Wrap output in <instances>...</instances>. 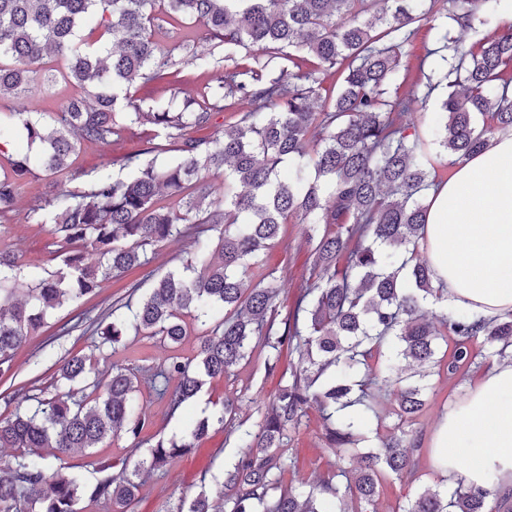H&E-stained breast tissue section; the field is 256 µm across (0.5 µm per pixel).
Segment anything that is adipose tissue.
I'll use <instances>...</instances> for the list:
<instances>
[{
    "label": "adipose tissue",
    "mask_w": 512,
    "mask_h": 512,
    "mask_svg": "<svg viewBox=\"0 0 512 512\" xmlns=\"http://www.w3.org/2000/svg\"><path fill=\"white\" fill-rule=\"evenodd\" d=\"M426 205L421 249L449 304L512 311V134L458 163ZM432 448L442 471L463 462L469 483L494 471L512 487V364L494 366L449 409Z\"/></svg>",
    "instance_id": "1"
}]
</instances>
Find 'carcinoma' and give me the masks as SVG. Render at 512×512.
Listing matches in <instances>:
<instances>
[{"instance_id":"1","label":"carcinoma","mask_w":512,"mask_h":512,"mask_svg":"<svg viewBox=\"0 0 512 512\" xmlns=\"http://www.w3.org/2000/svg\"><path fill=\"white\" fill-rule=\"evenodd\" d=\"M490 0H0V101L20 100L39 84L61 78L81 86L50 122L19 106L20 125L36 156L15 153L0 172V215L9 212L34 169L51 180L52 193L32 208L36 223L53 214L64 242L65 271L26 280L19 256L0 250V372L48 313L96 292L148 262L146 246L218 232V258L197 241L185 272L159 277L130 315L112 309V322L95 330L101 344L129 332L173 345L187 336L183 316L204 326L195 360L172 356L146 371L159 399L175 410L193 398L204 379L228 375L254 351L267 366L284 346L298 354L291 381L268 404L258 432L235 423V398L224 411L191 425L179 440L160 439L131 472L103 476L91 488L80 474L58 468L47 479V457L96 448L125 430L136 438L144 425L135 373L114 366L99 378L92 358L60 357L56 383L67 391L16 408L0 418V448L14 462L0 469V512H84L81 502L104 501L128 512L142 475L162 469L218 423L242 448L224 479V512H376L383 480L420 481L424 449L415 428L434 385L453 379L490 356L512 362V312L481 319L450 307L435 286L428 261L417 255L426 224L424 195L443 182L441 156L456 161L512 132V25L477 45L448 38V28L487 22ZM172 24L204 23L212 49L189 40L164 47L153 30L156 11ZM100 16L112 48L81 38L87 17ZM423 25L437 30V85H445L441 123L429 135L398 94L404 49ZM224 50L227 65L213 75L204 102L145 112L124 91H145L179 78L182 66ZM338 75L336 92L323 100L325 74ZM435 85V86H437ZM435 86L428 85V91ZM250 109L224 132L202 140L187 130L212 123L235 100ZM160 126L176 145L171 163L136 165L135 176L99 170L78 192L64 189L79 173L72 156L81 142L108 143L128 126ZM291 167L284 178L282 164ZM224 169L218 196L202 186V172ZM295 220L309 225L316 280L277 327L280 277L246 286L244 275ZM99 264L86 262V253ZM442 309L439 323L424 308ZM386 357L379 371L370 361ZM176 382L170 387V382ZM94 397L72 398L73 387ZM395 396V422L378 443L360 447L381 421L383 391ZM322 412L336 471L316 483L302 477L282 449L303 425L311 405ZM453 487L423 485L401 512H512V492L491 475L470 486L464 474ZM172 512H213L206 488Z\"/></svg>"}]
</instances>
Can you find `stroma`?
<instances>
[{"label": "stroma", "instance_id": "stroma-1", "mask_svg": "<svg viewBox=\"0 0 512 512\" xmlns=\"http://www.w3.org/2000/svg\"><path fill=\"white\" fill-rule=\"evenodd\" d=\"M435 46V33L429 27L420 28L411 37L404 59L408 75L400 86V94H408L415 86L424 84L423 74L433 66L428 52ZM185 72L189 77L188 83L164 82L156 85L148 95L133 86L129 93L133 97L143 98V107L147 110L173 100H202L204 88L211 77L210 62L186 65ZM165 141L161 129L144 124L132 127L121 138L106 145L81 144L73 157V168L80 171L81 176L67 182L66 187L72 191L82 189L84 173L100 170L103 163L127 156L139 157L143 162L164 164L172 160V153L153 152L149 146ZM48 190L45 177L41 172H34L23 184L13 210L0 217V248L20 255L25 265L24 273L30 281L56 273L61 267L58 254L62 241L52 224H35L30 220L31 208L44 198ZM194 251L193 240L189 237L147 246L148 264L130 270L121 279L103 281L95 296L81 299L49 315L44 326L16 351L10 375L0 378V395L4 392L15 394V404L24 403L29 396H53L55 361L69 353L96 354L98 368L105 375L116 365L138 372L157 366L171 356L193 357L201 325L191 317L186 320L190 334L181 344L172 345L156 337L131 334L123 337L117 347L106 346L99 351L94 348V335L81 334L73 330L72 325L79 317L90 321H111L112 304L123 295L125 286L137 283L142 289H149L165 273L182 270L187 261L193 258ZM271 270L277 271L282 277L280 310L288 312L312 278L311 247L306 240L305 225H285L281 240L265 253L261 267L249 271L248 280L251 284H258L263 273ZM296 364V355L287 352L277 367L271 370L264 363L263 353H254L249 361L241 363L230 375L206 380L197 396L175 412L170 411L165 401L157 398L148 380H140L137 399L145 412V424L138 438H130L121 432L98 447L73 453L64 460L49 459L48 468L53 471L62 465L69 467L71 471L82 474L91 484L99 477L100 462L110 461L114 465L123 464L127 469H134L158 439L180 437L188 426L220 410L228 394L238 398L237 420L247 428L257 429L268 403L280 386L283 373L293 370ZM482 375V370L475 368L463 381L445 378L436 381L435 389L419 418L423 448H430L434 431L449 407ZM288 448V454L294 459L300 475L308 479L326 476L333 469L334 455L326 446L323 422L316 411H309L300 433L292 438ZM239 453L234 437L228 436L222 426L211 427L193 448L146 477L131 512H170L179 500L195 496L203 487L208 489L211 497H218L224 472L234 464ZM422 474V481L418 484L396 479L387 483L379 499L378 512H396L399 506L405 505L416 494L420 484H434L443 480L428 453L422 460Z\"/></svg>", "mask_w": 512, "mask_h": 512}]
</instances>
